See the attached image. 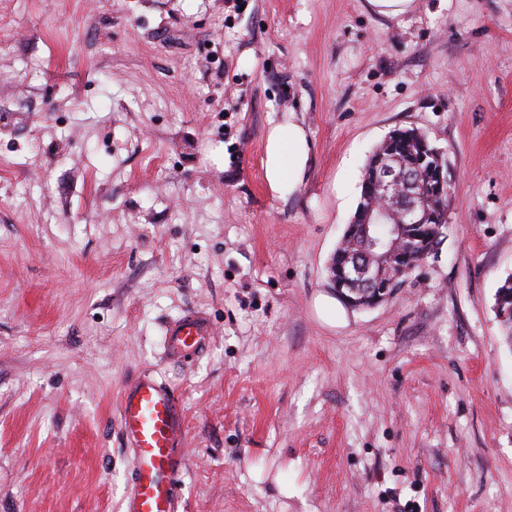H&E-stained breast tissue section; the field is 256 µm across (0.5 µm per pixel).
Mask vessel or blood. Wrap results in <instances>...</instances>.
I'll use <instances>...</instances> for the list:
<instances>
[{
    "mask_svg": "<svg viewBox=\"0 0 512 512\" xmlns=\"http://www.w3.org/2000/svg\"><path fill=\"white\" fill-rule=\"evenodd\" d=\"M205 321L184 316L171 331L174 350H200L209 342ZM121 426L136 455L137 469L126 498V512H178L171 483L176 467V438L183 415L175 398L152 378L142 377L125 391Z\"/></svg>",
    "mask_w": 512,
    "mask_h": 512,
    "instance_id": "1",
    "label": "vessel or blood"
}]
</instances>
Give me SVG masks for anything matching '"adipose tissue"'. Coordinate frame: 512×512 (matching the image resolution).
<instances>
[{"mask_svg":"<svg viewBox=\"0 0 512 512\" xmlns=\"http://www.w3.org/2000/svg\"><path fill=\"white\" fill-rule=\"evenodd\" d=\"M310 148L305 128L295 122L272 123L267 134L265 177L277 195L293 192L300 185Z\"/></svg>","mask_w":512,"mask_h":512,"instance_id":"ef3b65f1","label":"adipose tissue"}]
</instances>
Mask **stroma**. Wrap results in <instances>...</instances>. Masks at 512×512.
<instances>
[{
    "instance_id": "1",
    "label": "stroma",
    "mask_w": 512,
    "mask_h": 512,
    "mask_svg": "<svg viewBox=\"0 0 512 512\" xmlns=\"http://www.w3.org/2000/svg\"><path fill=\"white\" fill-rule=\"evenodd\" d=\"M397 128L446 149L448 228L354 310L327 264ZM509 277L512 0H0V512H124L144 375L179 512H512ZM371 9L377 14L396 18L414 8V0H368ZM310 148L305 128L288 119L271 122L267 134L265 177L276 195L290 194L300 185ZM172 340V349L175 350H200L208 343L211 336L209 327L205 321L196 315L184 316L179 324L169 331Z\"/></svg>"
}]
</instances>
